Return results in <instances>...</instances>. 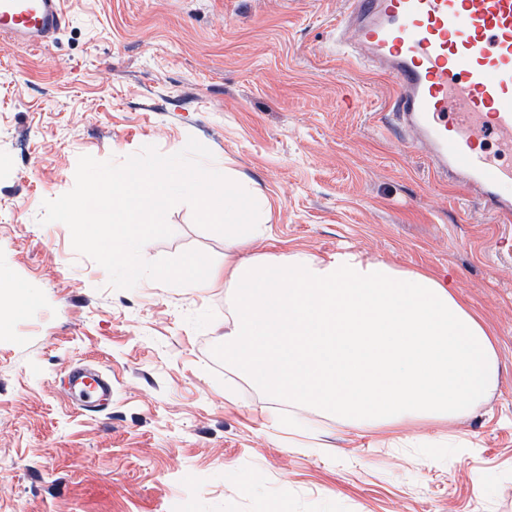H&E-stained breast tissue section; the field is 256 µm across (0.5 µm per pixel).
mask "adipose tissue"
<instances>
[{
  "mask_svg": "<svg viewBox=\"0 0 512 512\" xmlns=\"http://www.w3.org/2000/svg\"><path fill=\"white\" fill-rule=\"evenodd\" d=\"M106 191L112 260L137 271L168 204L193 197L201 217L224 225L232 246L263 241L267 201L180 151L152 166L127 156ZM173 282L220 288L224 360L294 410L314 409L351 431L418 421L452 423L497 388L491 325L435 276L339 251L258 254L245 264L190 257Z\"/></svg>",
  "mask_w": 512,
  "mask_h": 512,
  "instance_id": "obj_1",
  "label": "adipose tissue"
}]
</instances>
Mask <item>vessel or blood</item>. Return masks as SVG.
I'll use <instances>...</instances> for the list:
<instances>
[{"label": "vessel or blood", "instance_id": "b4317fda", "mask_svg": "<svg viewBox=\"0 0 512 512\" xmlns=\"http://www.w3.org/2000/svg\"><path fill=\"white\" fill-rule=\"evenodd\" d=\"M67 22L62 0H0V36L40 46ZM354 33L360 57L396 84L394 111L434 174L473 193L486 213L512 221V0H349L337 40ZM496 140L502 150L483 148ZM67 385L101 408L112 384L76 369Z\"/></svg>", "mask_w": 512, "mask_h": 512}]
</instances>
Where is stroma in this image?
I'll return each mask as SVG.
<instances>
[{"label": "stroma", "mask_w": 512, "mask_h": 512, "mask_svg": "<svg viewBox=\"0 0 512 512\" xmlns=\"http://www.w3.org/2000/svg\"><path fill=\"white\" fill-rule=\"evenodd\" d=\"M346 0H67L32 49L0 45V273L23 293L0 329V512H512V224L433 174L391 113L395 81L335 42ZM263 195L266 243L427 270L495 328L500 383L470 417L414 434L288 441V406L224 362V291L161 278L224 255V229L173 202L140 260L60 223L61 202L111 211L99 177L183 148ZM91 364L112 403H72Z\"/></svg>", "instance_id": "obj_1"}]
</instances>
